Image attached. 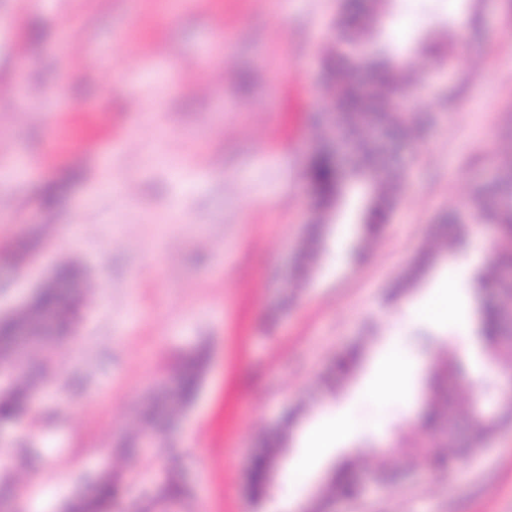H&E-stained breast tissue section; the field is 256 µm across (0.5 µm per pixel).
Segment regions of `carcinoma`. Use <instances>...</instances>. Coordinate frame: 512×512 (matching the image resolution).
I'll return each mask as SVG.
<instances>
[{"label": "carcinoma", "instance_id": "cac0c4a2", "mask_svg": "<svg viewBox=\"0 0 512 512\" xmlns=\"http://www.w3.org/2000/svg\"><path fill=\"white\" fill-rule=\"evenodd\" d=\"M382 0H371L366 14L343 9L337 21L339 36L327 45L324 54V82L334 105L317 113L315 124L321 128L319 141L331 138L335 150L316 146L309 158L306 177L317 189L320 212L312 225L303 262L296 276L303 278L316 262L322 241L323 215L337 204L355 181L366 180L371 193L358 212L362 224V244H370L392 207L400 186V170L396 156L385 153L377 141L367 135L376 127L389 129L402 141L417 142L426 131L424 113L418 103L424 86V72L415 66L413 57L422 53L437 65L449 62L447 43L419 42L414 51L406 52L378 40L384 25L379 10ZM362 45L372 50L364 60L373 83L363 88L336 75L340 66L355 68L350 47ZM474 217L488 219L497 225L501 248L498 260L478 275L482 295L479 303V331L486 356L495 360L503 351L512 354V153L500 161L496 178L476 186L472 194ZM467 229L454 224L437 231L433 243L424 247L404 280L393 290L399 298L409 291L440 257H451L465 245ZM80 270L70 260L56 264L55 277L75 280ZM81 290L67 294L54 288H42L34 296L30 311L18 321L6 313L0 317V421L10 420L31 396L35 384L32 368L34 357L41 351L43 321H49L56 332L67 333L71 314ZM360 349L352 350L339 363L338 371L329 372L322 380L328 392L349 378L358 364ZM204 364L199 354L186 363L167 384L163 396L166 410L174 415L194 397ZM463 364L450 354L435 357L428 368V395L418 415L414 442L398 436L391 448L372 449L376 462L364 455L344 459L328 475L321 493L307 506V512H326L330 501L337 498L358 499L363 491L357 475L363 470L384 488L396 489L407 472L391 465L397 454L409 456L407 465L419 461L433 470L465 466L488 440L504 425L512 422V390L506 388L498 411L492 416L476 415L470 396L465 404L456 399ZM293 422L273 429L267 438L268 449L257 459L250 479L251 494H266L271 472L275 469L278 448ZM116 493L112 475L104 474L91 489L71 499L66 512H106Z\"/></svg>", "mask_w": 512, "mask_h": 512}]
</instances>
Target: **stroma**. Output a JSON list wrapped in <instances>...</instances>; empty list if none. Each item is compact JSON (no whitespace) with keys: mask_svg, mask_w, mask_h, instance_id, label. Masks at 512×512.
<instances>
[{"mask_svg":"<svg viewBox=\"0 0 512 512\" xmlns=\"http://www.w3.org/2000/svg\"><path fill=\"white\" fill-rule=\"evenodd\" d=\"M346 0H0V311L71 258L93 293L70 335L49 334L44 386L0 432V512H60L111 474L112 512H298L333 465L395 442L423 406L432 353L449 351L476 383L503 384L487 363L469 281L457 282L466 330L410 323L455 273L439 261L410 289L390 290L446 220L466 224L473 274L497 244L470 215L474 184L492 179L512 133V0H384L383 42L401 49L446 36L451 63L425 64L420 99L432 123L402 148L404 178L361 262L353 247L365 184L324 216L319 258L297 287L315 214L304 170L324 104L319 48L337 36ZM177 90H169V79ZM466 85L448 104V90ZM30 242L24 266L9 252ZM411 369L405 399L366 393L387 337ZM362 358L335 394L309 402L317 379L354 346ZM195 400L164 440L126 455L145 433L139 410L198 351ZM298 411L283 456L306 453L309 428L349 412L354 429L287 485L275 468L253 501L249 477L265 433ZM181 500L159 499L168 472ZM328 512H512V425L465 469L420 468L396 491L370 490Z\"/></svg>","mask_w":512,"mask_h":512,"instance_id":"obj_1","label":"stroma"}]
</instances>
